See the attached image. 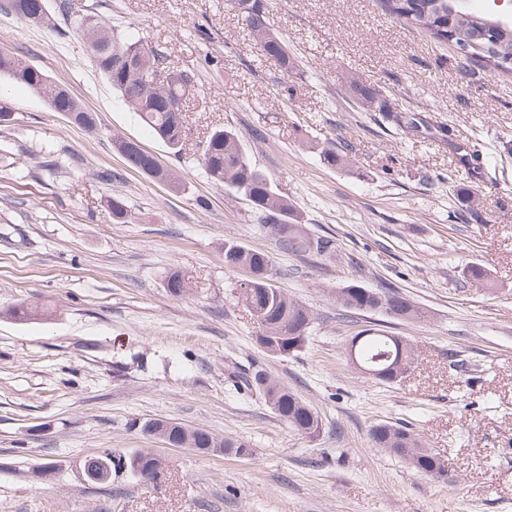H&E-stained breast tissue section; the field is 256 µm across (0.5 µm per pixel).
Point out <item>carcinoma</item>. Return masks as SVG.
<instances>
[{
    "label": "carcinoma",
    "mask_w": 512,
    "mask_h": 512,
    "mask_svg": "<svg viewBox=\"0 0 512 512\" xmlns=\"http://www.w3.org/2000/svg\"><path fill=\"white\" fill-rule=\"evenodd\" d=\"M234 2L246 5L249 10L247 28L262 54L279 59L283 71L293 70L295 62L285 41L271 28L264 0ZM383 5L389 15L405 25L422 30L435 42L458 45L466 41L480 46L477 54L467 57V60L483 70L512 73V27L493 32L480 22L483 18L481 14L469 12L451 16L448 14V0H383ZM76 33L85 43L96 71L136 113L140 122L170 150L182 153L187 144L185 115L169 111L168 105L183 102L192 77L171 73L162 83L153 85L146 82L145 75L166 69L167 57L129 32L112 26L99 15L86 16L84 23L77 26ZM19 83L31 88L50 104L57 103L61 97V84L43 70L29 74ZM348 87L357 100L380 113L383 121L405 133L421 136L435 130L443 141L451 137L449 128L432 127L427 117L419 112L394 110L383 90L374 84L352 77ZM67 106L71 123L88 130L97 127L95 113L84 111L73 99L67 100ZM113 147L136 170L144 172L151 163L150 154L133 140L116 137ZM199 149L201 164L210 181L242 196L261 222L268 225L279 249L303 256H325L335 252L336 245L331 238L312 236L300 224L294 206L280 193L272 177L249 159L232 130L213 128L200 142ZM320 160L331 167H344L351 163L348 148L336 145L323 149ZM224 264L229 267L246 264L262 276V280L250 290L237 287L246 311L250 316L259 318L258 331L254 336L257 347L273 357L300 352L308 341L313 314L275 286L269 254L261 248L226 242ZM166 288L173 298H182L192 291L191 282L179 271L167 277ZM342 291L346 296L339 299V303L347 313L375 312L402 321L424 316V312L389 287L373 289L350 284ZM349 344L356 345V359L366 367L391 366L393 361L382 359V356L390 353L403 357L405 374L417 363L418 349L406 336L364 329L353 336ZM247 385L258 387L262 396L273 402V411L290 428L310 438L319 436L322 421L317 412L265 371H256ZM370 435L377 447L394 455L414 471L432 478L443 475L445 459L434 449L426 447L422 437L413 429L384 422L374 425ZM193 441L203 446L211 441L219 442L226 454H250L245 442L233 438L219 439L202 429L196 430ZM152 457L153 454L145 450L128 456H116L112 450L105 449L101 460L108 462L116 459L118 465L114 471L119 473L124 470L133 476L137 470L151 463Z\"/></svg>",
    "instance_id": "carcinoma-1"
}]
</instances>
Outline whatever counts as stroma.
<instances>
[{
    "label": "stroma",
    "instance_id": "stroma-1",
    "mask_svg": "<svg viewBox=\"0 0 512 512\" xmlns=\"http://www.w3.org/2000/svg\"><path fill=\"white\" fill-rule=\"evenodd\" d=\"M58 27L0 13V50L42 68L98 116L89 132L0 74L14 120L0 127V512H512V74H486L380 0H266L299 60L264 56L232 0H72ZM95 13L161 50L193 76L181 156L137 120L93 67L74 29ZM357 75L397 108L423 113L451 142L410 137L360 108ZM235 131L313 235L336 250L277 248L242 198L207 178L196 147L210 128ZM136 140L181 188L129 167L113 136ZM348 144L353 168L319 158ZM486 158L473 174L466 155ZM121 197L130 220H114ZM480 223L459 215L467 207ZM267 251L274 282L314 317L306 347L272 358L238 298L241 270L224 244ZM489 273L466 280L468 265ZM198 283L176 299L171 271ZM390 286L427 316L405 322L344 315L338 288ZM37 319L17 322L18 302ZM379 328L413 339L418 364L382 385L350 366V336ZM261 369L322 419L308 438L252 389ZM168 419L243 440L245 457L164 446L141 432ZM403 422L448 461L416 473L370 436ZM152 449L165 467L111 487L76 467L104 449Z\"/></svg>",
    "mask_w": 512,
    "mask_h": 512
}]
</instances>
